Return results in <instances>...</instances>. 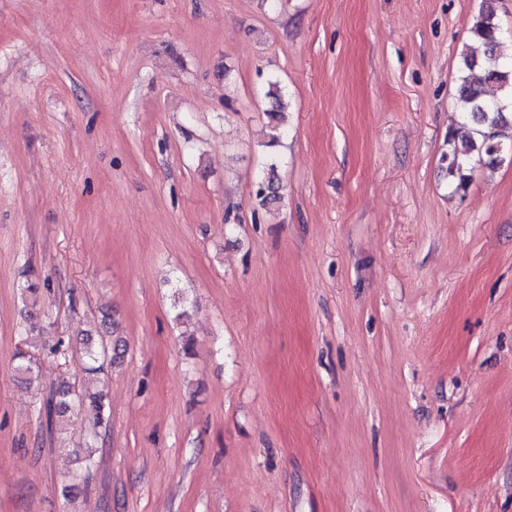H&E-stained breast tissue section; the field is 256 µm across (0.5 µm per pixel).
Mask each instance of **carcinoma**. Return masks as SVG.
<instances>
[{
  "label": "carcinoma",
  "instance_id": "1",
  "mask_svg": "<svg viewBox=\"0 0 512 512\" xmlns=\"http://www.w3.org/2000/svg\"><path fill=\"white\" fill-rule=\"evenodd\" d=\"M498 0H481L477 14L468 22L472 45L460 53L458 101L462 121L448 134V184L455 191L466 188V170L472 160L494 169L500 154L497 150L503 140L512 137V53L504 49L498 15ZM493 87L499 95L486 97V88ZM267 97L272 100L268 112L267 145L277 143L282 134L285 108L278 82L268 83ZM274 180V166L269 176L257 184L256 197L266 206L279 199ZM87 357L86 372L104 369L105 347L97 346L92 338L83 340ZM15 369L24 381L30 382L38 372L34 359L17 354ZM94 411L96 426L104 423L106 404L100 395L78 392L64 385L47 403L50 426L65 418L74 408Z\"/></svg>",
  "mask_w": 512,
  "mask_h": 512
}]
</instances>
